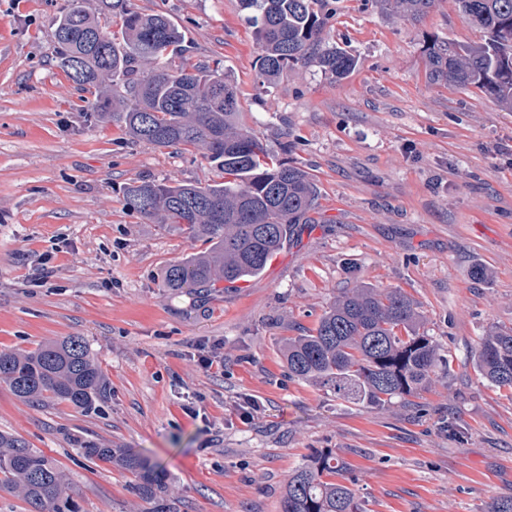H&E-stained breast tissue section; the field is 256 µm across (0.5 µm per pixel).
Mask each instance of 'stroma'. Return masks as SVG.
I'll return each instance as SVG.
<instances>
[{
	"instance_id": "obj_1",
	"label": "stroma",
	"mask_w": 512,
	"mask_h": 512,
	"mask_svg": "<svg viewBox=\"0 0 512 512\" xmlns=\"http://www.w3.org/2000/svg\"><path fill=\"white\" fill-rule=\"evenodd\" d=\"M61 2L0 0V350L83 337L111 391L85 411L24 404L0 381V431L59 461L82 512L151 509L129 473L78 456L82 443L160 463L172 512H278L293 472L326 449L364 512H486L512 495V390L475 369L481 337L512 331V112L427 80L430 40L485 39L455 0L418 22L328 0L324 39L355 69L297 65L268 88L239 0H131L179 27L187 64L234 80L246 125L319 191L263 274L182 290L163 272L198 243L130 211L124 188L220 174L198 150L145 145L91 111L55 63ZM360 285L401 289L453 357L382 409L289 376L281 354ZM214 348L220 374L198 363ZM247 398L260 406L248 421Z\"/></svg>"
}]
</instances>
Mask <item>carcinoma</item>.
<instances>
[{"mask_svg":"<svg viewBox=\"0 0 512 512\" xmlns=\"http://www.w3.org/2000/svg\"><path fill=\"white\" fill-rule=\"evenodd\" d=\"M325 0H240L254 29L262 85L271 86L290 65L314 62L341 78L355 67L345 49L322 46ZM383 9L420 21L434 0H376ZM472 23L486 30L481 44L433 40L426 47V77L473 86L512 109V0H455ZM120 28L105 32L84 0H63L55 19L60 67L81 89L103 93L122 84L126 97L112 107L126 132L154 148L203 151L223 181L170 184L138 180L128 185L129 209L159 219L205 249L170 264L163 276L172 289L208 288L260 275L283 248L291 225L313 211L319 193L299 166L277 158L244 123L239 89L203 66H177L183 58L179 28L161 14H144L130 0H103ZM283 356L289 373L321 383L339 399L389 406L414 395L450 359L421 332L417 305L400 289L359 286L339 295L317 326L288 339ZM475 366L499 387L512 389V332L481 337ZM0 381L25 404L46 394L90 410L110 394L108 383L81 336L43 343L33 350H0ZM88 460L110 463L134 477L133 492L170 512V484L163 467L127 448L82 444ZM344 466L321 451L289 478L280 512H362L356 492L334 480ZM0 490L20 497L28 512H80L59 464L21 436L0 433Z\"/></svg>","mask_w":512,"mask_h":512,"instance_id":"obj_1","label":"carcinoma"}]
</instances>
